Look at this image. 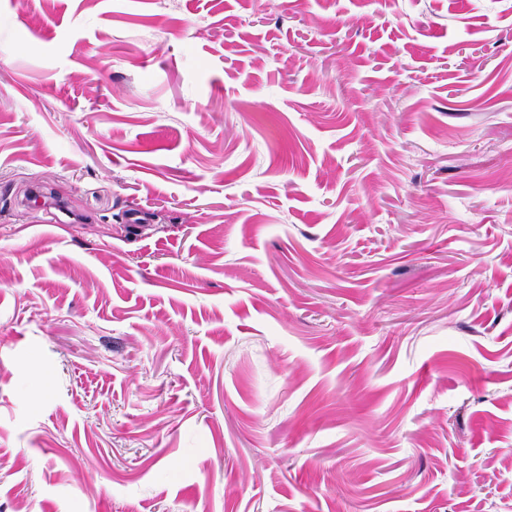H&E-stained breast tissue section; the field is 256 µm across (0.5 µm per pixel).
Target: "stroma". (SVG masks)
I'll return each mask as SVG.
<instances>
[{"instance_id": "obj_1", "label": "stroma", "mask_w": 512, "mask_h": 512, "mask_svg": "<svg viewBox=\"0 0 512 512\" xmlns=\"http://www.w3.org/2000/svg\"><path fill=\"white\" fill-rule=\"evenodd\" d=\"M0 512H512V0H0Z\"/></svg>"}]
</instances>
